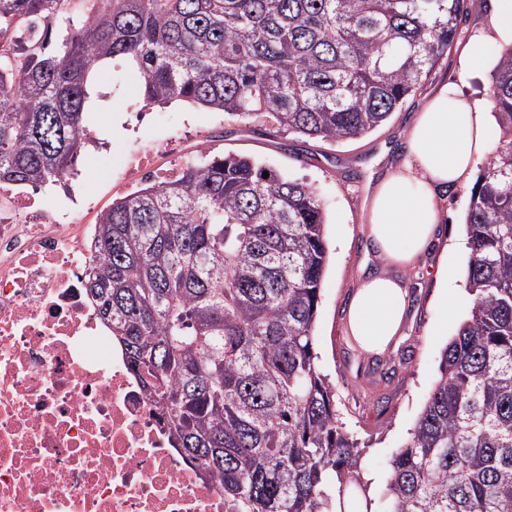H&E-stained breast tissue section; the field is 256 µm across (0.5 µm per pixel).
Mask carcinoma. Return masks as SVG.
Returning <instances> with one entry per match:
<instances>
[{"label": "carcinoma", "mask_w": 512, "mask_h": 512, "mask_svg": "<svg viewBox=\"0 0 512 512\" xmlns=\"http://www.w3.org/2000/svg\"><path fill=\"white\" fill-rule=\"evenodd\" d=\"M0 0V185L73 174L94 73L125 60L143 96L337 142L380 126L451 47L477 0ZM503 145L465 214L472 307L445 348L379 512H512V44L489 89ZM269 173L263 178V173ZM326 215L303 182L246 156L188 162L112 201L86 290L171 446L218 477L229 512H347L361 443L314 348ZM98 5L93 0H74L68 6L64 14L66 19L57 22L53 29V44L56 43L66 34L67 29L73 30L78 28L84 19V16L88 14L92 9H95Z\"/></svg>", "instance_id": "1"}]
</instances>
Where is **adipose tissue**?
<instances>
[{
	"label": "adipose tissue",
	"instance_id": "1",
	"mask_svg": "<svg viewBox=\"0 0 512 512\" xmlns=\"http://www.w3.org/2000/svg\"><path fill=\"white\" fill-rule=\"evenodd\" d=\"M490 32L465 42L457 79L425 99L405 132V148L375 182L365 207L366 233L380 261L360 273L345 309L344 334L365 358L386 354L410 305L404 273L438 240L450 193L472 182L495 126L489 100L467 94L463 80L487 67L492 34L512 35V0H489Z\"/></svg>",
	"mask_w": 512,
	"mask_h": 512
}]
</instances>
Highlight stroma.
<instances>
[{
	"instance_id": "35a3bbf8",
	"label": "stroma",
	"mask_w": 512,
	"mask_h": 512,
	"mask_svg": "<svg viewBox=\"0 0 512 512\" xmlns=\"http://www.w3.org/2000/svg\"><path fill=\"white\" fill-rule=\"evenodd\" d=\"M484 22V8L473 10L460 22L451 48L416 95L375 131L338 143L279 132L180 100L147 104L127 66L114 61L100 70L91 93L88 129L93 137L84 166L65 183L42 190L56 203L75 196L86 223H96L113 200L130 193L121 175L136 154L150 155L155 168L162 171L205 155H248L315 188L326 212L329 245L315 348L324 372L336 385V402L344 421L365 444L362 476L375 498L384 490L389 459L413 428L436 377L440 356L460 321L445 319L435 302L437 284L429 270L440 254L432 252L410 281L411 303L395 343L396 350L409 352V363L386 378L380 370L352 359L343 335V308L362 268L373 262L366 253L361 222L364 184L382 147L402 139L408 116L440 82L458 77L465 39ZM379 398L386 401V409L371 410V403Z\"/></svg>"
}]
</instances>
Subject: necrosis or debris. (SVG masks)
I'll list each match as a JSON object with an SVG mask.
<instances>
[{"mask_svg":"<svg viewBox=\"0 0 512 512\" xmlns=\"http://www.w3.org/2000/svg\"><path fill=\"white\" fill-rule=\"evenodd\" d=\"M72 212L0 188V512H227L85 291Z\"/></svg>","mask_w":512,"mask_h":512,"instance_id":"4bbe7bcc","label":"necrosis or debris"}]
</instances>
